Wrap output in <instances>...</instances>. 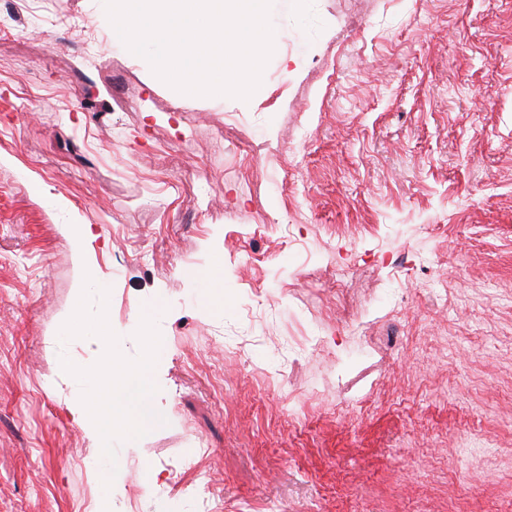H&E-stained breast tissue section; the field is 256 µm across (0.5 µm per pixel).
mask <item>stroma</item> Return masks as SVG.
I'll use <instances>...</instances> for the list:
<instances>
[{"instance_id":"1","label":"stroma","mask_w":512,"mask_h":512,"mask_svg":"<svg viewBox=\"0 0 512 512\" xmlns=\"http://www.w3.org/2000/svg\"><path fill=\"white\" fill-rule=\"evenodd\" d=\"M270 19L244 101L176 96L104 0L0 6V512H87L104 472L64 224L126 357L163 305L112 512H512V0Z\"/></svg>"}]
</instances>
